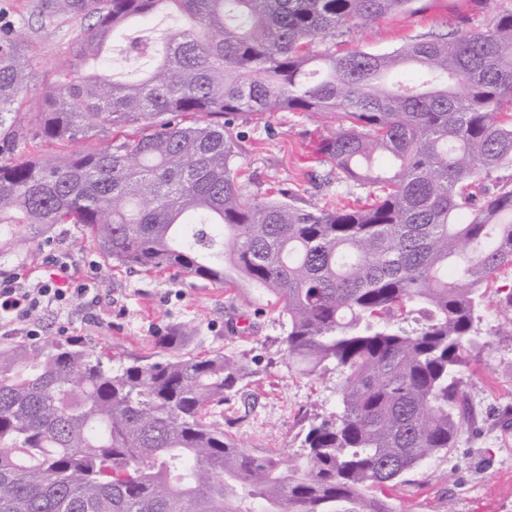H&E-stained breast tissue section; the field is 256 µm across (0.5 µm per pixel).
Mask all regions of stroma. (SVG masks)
Returning a JSON list of instances; mask_svg holds the SVG:
<instances>
[{"mask_svg": "<svg viewBox=\"0 0 512 512\" xmlns=\"http://www.w3.org/2000/svg\"><path fill=\"white\" fill-rule=\"evenodd\" d=\"M512 0H412L408 11L380 18L360 31L336 38L339 49L388 53L406 40L446 34L458 26L488 28ZM79 27L62 19L35 28L29 51L32 94L60 82L58 63ZM244 136L241 180L249 197L280 185L325 209L365 203L367 188L337 181L314 162L311 146L323 120L309 112L240 114ZM75 224L56 226L27 258H0V273L39 269L51 251L67 256L74 280L98 285L95 299L64 309L42 310L41 339L78 336L118 357L153 352L155 338L177 325L194 327L187 350H224L244 359L248 376L224 409V431L249 452L271 448L284 464L300 460V441L315 417L336 412L337 373L307 377L289 368L282 328L269 296L247 288H220L192 277L112 269L92 245L81 243ZM506 270L484 287L478 324L482 345L471 351L464 372L466 402L475 425L462 433L451 452L406 472L386 496L394 512H512V313L499 304Z\"/></svg>", "mask_w": 512, "mask_h": 512, "instance_id": "obj_1", "label": "stroma"}]
</instances>
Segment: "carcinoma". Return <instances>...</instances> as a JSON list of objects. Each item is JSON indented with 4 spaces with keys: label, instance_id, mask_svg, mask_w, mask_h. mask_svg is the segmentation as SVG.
Here are the masks:
<instances>
[{
    "label": "carcinoma",
    "instance_id": "carcinoma-1",
    "mask_svg": "<svg viewBox=\"0 0 512 512\" xmlns=\"http://www.w3.org/2000/svg\"><path fill=\"white\" fill-rule=\"evenodd\" d=\"M411 0H36L44 27L83 21L61 84L27 98L25 26L0 29V141L103 146L0 159V255L80 224L112 267L240 281L274 298L288 363L340 375V410L312 423L283 471L224 433L217 408L246 368L185 351L172 329L127 364L77 339L0 345V512H391L383 490L471 424L463 376L483 286L512 269V9L491 28L336 51ZM186 23L128 49L161 11ZM339 118L315 141L349 209L280 187L246 199L242 113ZM419 312L418 330L400 326Z\"/></svg>",
    "mask_w": 512,
    "mask_h": 512
}]
</instances>
